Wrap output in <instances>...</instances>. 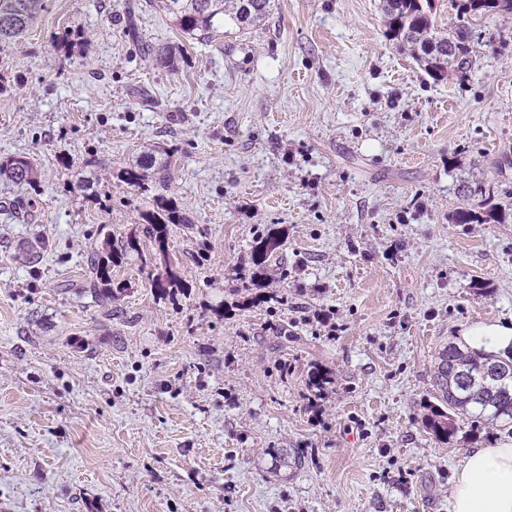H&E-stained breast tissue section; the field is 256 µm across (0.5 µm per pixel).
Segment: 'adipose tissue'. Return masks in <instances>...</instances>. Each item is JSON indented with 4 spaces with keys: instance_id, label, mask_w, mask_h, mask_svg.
<instances>
[{
    "instance_id": "ef3b65f1",
    "label": "adipose tissue",
    "mask_w": 512,
    "mask_h": 512,
    "mask_svg": "<svg viewBox=\"0 0 512 512\" xmlns=\"http://www.w3.org/2000/svg\"><path fill=\"white\" fill-rule=\"evenodd\" d=\"M452 512H512V442L472 450L451 489Z\"/></svg>"
}]
</instances>
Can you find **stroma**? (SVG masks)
<instances>
[{
	"label": "stroma",
	"mask_w": 512,
	"mask_h": 512,
	"mask_svg": "<svg viewBox=\"0 0 512 512\" xmlns=\"http://www.w3.org/2000/svg\"><path fill=\"white\" fill-rule=\"evenodd\" d=\"M382 7L272 0L205 42L162 0H48L0 50V158L40 173L0 180V512H451L465 455L507 439L422 419L438 351L512 324V14L436 82ZM167 46L177 69L143 54ZM148 149L192 225L95 300ZM479 183L501 221L454 223ZM267 227L283 245L243 288ZM169 258L173 303L148 281ZM163 168L164 165L158 162L154 152H145L132 165L122 169L117 179L131 187L147 190L145 183L155 175H162ZM5 176L13 183L26 184L36 192L38 172L32 161L25 156L5 157L0 160V177Z\"/></svg>",
	"instance_id": "35a3bbf8"
}]
</instances>
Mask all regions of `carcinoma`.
I'll return each mask as SVG.
<instances>
[{"mask_svg": "<svg viewBox=\"0 0 512 512\" xmlns=\"http://www.w3.org/2000/svg\"><path fill=\"white\" fill-rule=\"evenodd\" d=\"M173 25L181 33L213 40L224 23L231 22L243 28L261 23L269 14L271 0H164ZM456 11L458 24L439 29L436 21L435 0H384V23L390 40L407 47L416 55L422 70L434 81L447 79L453 68H463L470 62V21L487 13H512V0H448ZM45 9V0H0V48L21 38ZM153 58L163 67H175L180 50L167 47L152 50ZM160 164L152 152L141 154L135 162L122 169L117 179L131 187L142 189L150 178L162 174ZM17 184L37 188L38 172L25 157H5L0 160V177ZM142 236L155 249L166 254L168 226L189 224L179 206L172 199L155 195L149 208L140 213ZM498 220L495 207L489 210H463L455 215L457 224H488ZM140 236V237H142ZM140 237L130 235L121 241L120 250L105 243V255L90 268L88 282L91 292L112 298L111 266L130 251L140 252ZM282 246L281 237L267 232L256 237L251 251V262L266 266L273 253ZM151 288L161 299L174 297L186 284L177 271L175 262L166 261L165 275L149 278ZM495 364L501 369V378L488 381L483 370ZM435 402L428 405L424 424L436 441L446 444L467 424L476 427L484 421L501 430L512 432V352L498 355L477 352L466 343H450L437 353L434 365Z\"/></svg>", "mask_w": 512, "mask_h": 512, "instance_id": "carcinoma-1", "label": "carcinoma"}]
</instances>
